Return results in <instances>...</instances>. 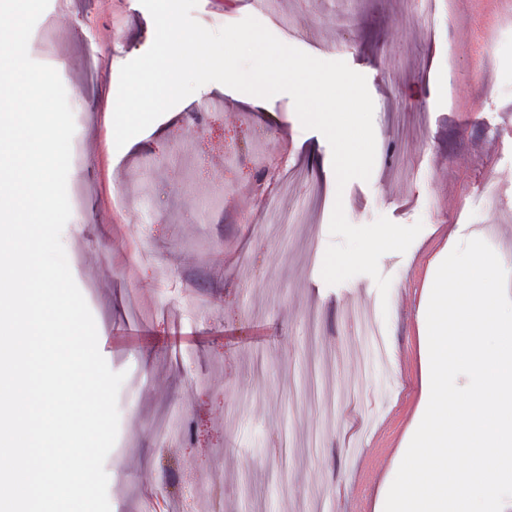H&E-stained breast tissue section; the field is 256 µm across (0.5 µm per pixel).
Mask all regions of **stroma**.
<instances>
[{"instance_id": "obj_1", "label": "stroma", "mask_w": 512, "mask_h": 512, "mask_svg": "<svg viewBox=\"0 0 512 512\" xmlns=\"http://www.w3.org/2000/svg\"><path fill=\"white\" fill-rule=\"evenodd\" d=\"M264 2L199 0L193 16L211 30L254 17L363 74L369 180L338 188L328 141L290 95L212 82L116 148L120 68L155 34L140 0H49L29 40L75 120L62 243L99 350L126 375L111 512H147L153 490L168 512H374L420 394L430 262L452 237L512 252V0H439L431 15L411 0ZM263 194L286 229L259 218ZM338 200L356 226L422 223L379 261L388 298L366 275L324 282Z\"/></svg>"}]
</instances>
